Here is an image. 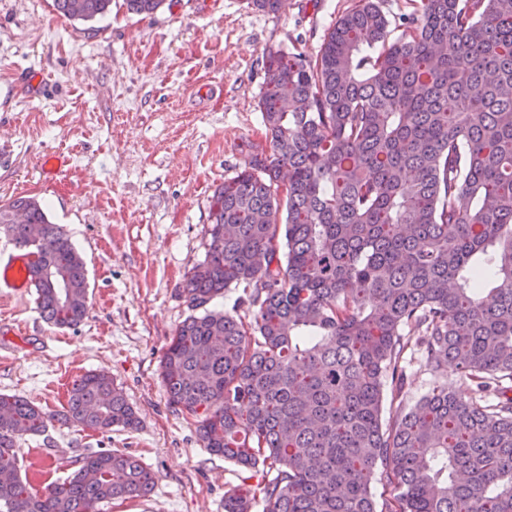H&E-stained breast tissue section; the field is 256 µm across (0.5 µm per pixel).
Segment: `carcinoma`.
Wrapping results in <instances>:
<instances>
[{"label": "carcinoma", "instance_id": "1", "mask_svg": "<svg viewBox=\"0 0 512 512\" xmlns=\"http://www.w3.org/2000/svg\"><path fill=\"white\" fill-rule=\"evenodd\" d=\"M53 2L82 22L112 5ZM411 2L391 20L357 0L316 55L270 52L271 153L213 196L183 288L199 314L161 370L203 448L249 472L224 512H512V0ZM127 4L149 16L165 0ZM0 233L34 257L43 317L83 321L85 262L41 202L1 203ZM239 288L232 310L210 307ZM413 345L437 378L454 363L469 396L444 382L403 403ZM386 391L398 405L385 420ZM54 419L139 424L101 372L75 380L58 417L0 394V473L13 475L0 509L101 512L152 490L146 465L107 449L32 492L15 448ZM377 485L391 493L381 509Z\"/></svg>", "mask_w": 512, "mask_h": 512}]
</instances>
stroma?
<instances>
[{"mask_svg":"<svg viewBox=\"0 0 512 512\" xmlns=\"http://www.w3.org/2000/svg\"><path fill=\"white\" fill-rule=\"evenodd\" d=\"M356 0H166L149 17L126 0L92 22L53 0H0V202L34 196L62 225L88 272L89 313L48 324L34 289L0 299V393L51 412L62 382L112 376L135 430L59 423L18 441L32 490L69 476L86 450L135 455L155 474L144 497L104 512H224L241 471L208 453L192 416L169 402L160 361L191 309L187 272L206 253L216 188L269 152L259 102L265 56L316 53ZM58 155L57 174L41 168Z\"/></svg>","mask_w":512,"mask_h":512,"instance_id":"obj_1","label":"stroma"}]
</instances>
